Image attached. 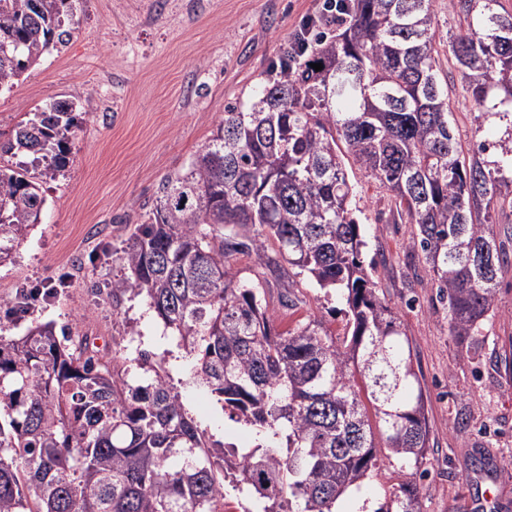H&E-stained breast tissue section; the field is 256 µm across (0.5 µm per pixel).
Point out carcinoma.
Segmentation results:
<instances>
[{
  "label": "carcinoma",
  "mask_w": 512,
  "mask_h": 512,
  "mask_svg": "<svg viewBox=\"0 0 512 512\" xmlns=\"http://www.w3.org/2000/svg\"><path fill=\"white\" fill-rule=\"evenodd\" d=\"M76 0H0V93L11 91L79 23ZM432 0H349L348 18L304 58L272 69L217 134L158 186L118 252L112 311L143 300L196 359L194 383L251 427L242 453L216 448L187 418L162 367L133 385L52 323L0 336V512H224L225 483L262 512H332L381 458L419 463L429 431L402 332L365 265L350 157L393 195L462 338L494 314L512 255L491 227L512 194L499 161L464 155L439 69ZM466 23L450 49L473 109L512 116V13L500 0H448ZM313 63L323 65L316 71ZM83 122L59 99L0 139V264L35 225L41 183L66 175ZM276 246L318 288L345 301L339 341L310 317L279 333L265 296L236 279L234 254ZM394 512H421L399 485Z\"/></svg>",
  "instance_id": "1"
}]
</instances>
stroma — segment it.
Here are the masks:
<instances>
[{
  "label": "stroma",
  "instance_id": "35a3bbf8",
  "mask_svg": "<svg viewBox=\"0 0 512 512\" xmlns=\"http://www.w3.org/2000/svg\"><path fill=\"white\" fill-rule=\"evenodd\" d=\"M321 8L322 0H79L80 25L71 41L0 95V136L57 99L74 100L84 113L67 175L43 185L42 224L0 266V336L54 322L86 337L104 360H124L132 382L145 380L137 359L149 352L211 440L253 446L250 431L192 383V358L145 304L128 300L113 313L99 288L120 274L114 250L151 205L158 183L216 135L225 107L253 94L301 18ZM432 21L456 136L469 155L480 142L503 139L505 125L478 117L463 96L448 43L459 21L448 0H434ZM347 171L366 241L363 257L375 264L376 291L397 318L419 378L429 448L416 467L394 458L380 463L335 510L377 512L407 472L420 490L422 512H473L488 496L494 512H512V373L502 364L512 353V271L480 333L451 336L448 303L432 282L416 225L399 219L377 181L357 166ZM274 255L271 247L236 254L233 270L263 288L278 329L312 316L330 335L342 336L343 302L286 262L268 265ZM285 293L296 297V307L281 306Z\"/></svg>",
  "mask_w": 512,
  "mask_h": 512
}]
</instances>
